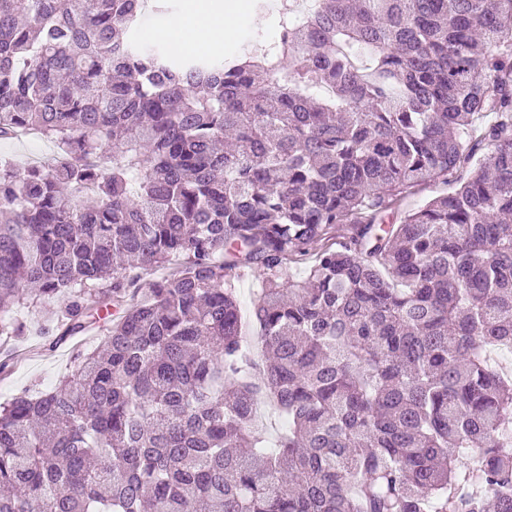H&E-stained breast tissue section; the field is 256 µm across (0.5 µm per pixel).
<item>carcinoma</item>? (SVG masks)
I'll return each mask as SVG.
<instances>
[{
	"label": "carcinoma",
	"mask_w": 512,
	"mask_h": 512,
	"mask_svg": "<svg viewBox=\"0 0 512 512\" xmlns=\"http://www.w3.org/2000/svg\"><path fill=\"white\" fill-rule=\"evenodd\" d=\"M317 2L205 59L0 0V141L59 149L0 156V338L99 336L0 405V512H512V0ZM56 153V145L32 136L19 141L0 142V155L12 156L22 163L46 160ZM441 190V186L436 182H427L418 187V190L412 195L408 196L401 202L400 209L408 211L416 209L424 204L427 200L433 198ZM263 277V271L260 269H253L246 273V275L239 281L237 292L243 311L248 312L252 308L254 291L261 285Z\"/></svg>",
	"instance_id": "obj_1"
}]
</instances>
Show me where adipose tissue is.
Here are the masks:
<instances>
[{
    "instance_id": "obj_1",
    "label": "adipose tissue",
    "mask_w": 512,
    "mask_h": 512,
    "mask_svg": "<svg viewBox=\"0 0 512 512\" xmlns=\"http://www.w3.org/2000/svg\"><path fill=\"white\" fill-rule=\"evenodd\" d=\"M243 14V0H189L184 18L165 36L181 52L217 54L237 39Z\"/></svg>"
}]
</instances>
